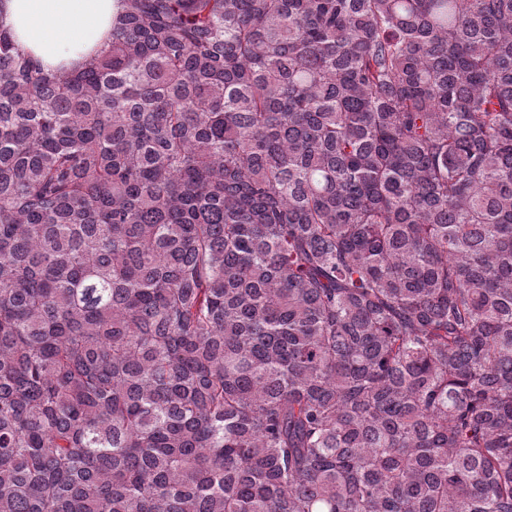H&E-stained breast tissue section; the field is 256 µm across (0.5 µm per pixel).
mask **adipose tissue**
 <instances>
[{
	"instance_id": "obj_1",
	"label": "adipose tissue",
	"mask_w": 512,
	"mask_h": 512,
	"mask_svg": "<svg viewBox=\"0 0 512 512\" xmlns=\"http://www.w3.org/2000/svg\"><path fill=\"white\" fill-rule=\"evenodd\" d=\"M120 0H0V22L46 70L67 72L106 47Z\"/></svg>"
}]
</instances>
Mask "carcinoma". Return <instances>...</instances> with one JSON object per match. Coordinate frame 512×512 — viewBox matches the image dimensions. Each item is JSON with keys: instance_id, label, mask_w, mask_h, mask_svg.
I'll return each mask as SVG.
<instances>
[{"instance_id": "obj_1", "label": "carcinoma", "mask_w": 512, "mask_h": 512, "mask_svg": "<svg viewBox=\"0 0 512 512\" xmlns=\"http://www.w3.org/2000/svg\"><path fill=\"white\" fill-rule=\"evenodd\" d=\"M0 512H512V0L0 24ZM120 0H1L0 20L47 71L68 72L107 46Z\"/></svg>"}]
</instances>
